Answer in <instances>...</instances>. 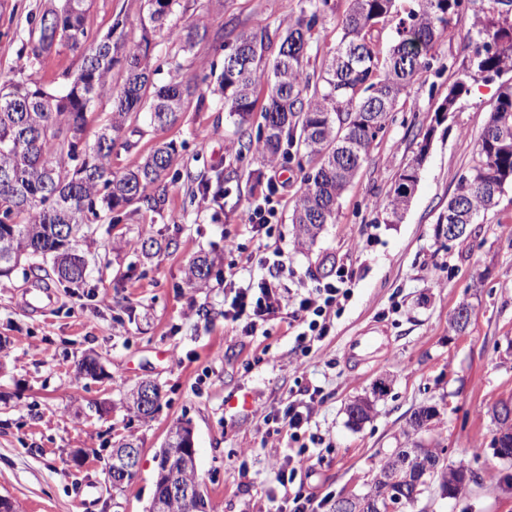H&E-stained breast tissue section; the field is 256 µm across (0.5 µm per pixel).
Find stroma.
Segmentation results:
<instances>
[{
  "instance_id": "35a3bbf8",
  "label": "stroma",
  "mask_w": 512,
  "mask_h": 512,
  "mask_svg": "<svg viewBox=\"0 0 512 512\" xmlns=\"http://www.w3.org/2000/svg\"><path fill=\"white\" fill-rule=\"evenodd\" d=\"M51 2L0 0V84L27 80L57 88L78 71V53L65 46L31 65L21 53L32 17ZM331 4L307 49L312 73L333 51L350 0ZM308 6V0H179L156 33L151 66L161 81L176 63L187 76L221 72L219 42L260 21L288 26ZM145 14V0H91L85 27L100 37L120 18L127 38L135 39ZM198 21L208 33L192 49L170 37V30ZM474 21L470 8L454 18L435 49L440 66L421 72L399 98L340 199L335 223L311 248L296 245L291 223L304 175L293 154L276 166L288 186L271 195L278 210L271 235L261 242L252 232L248 214L264 199L255 180L263 163L238 155L220 95L190 104L174 127L145 129L131 148H115L112 171L119 175L159 143L176 144L161 210L141 205L115 223L85 226L80 247L88 276L79 286H53L45 311L26 306L23 276L0 282V495L21 512H147L156 455L168 430L187 421L207 512H258L290 451L288 441L267 438L264 419L283 414L308 388L315 397L300 439L310 455L301 479L321 499L320 512H331L339 497L370 491L385 456L407 447V421L421 406L437 415L416 435L417 444L443 449L448 463L467 462L479 480L455 500L431 489L399 512H512V463L490 449L497 429L492 408L512 400V186L463 237L437 233L499 92L498 81L474 83L457 111L437 115L467 59ZM427 132L432 140L410 205L399 223H383L378 203ZM219 177L223 197L203 193V184ZM143 236L156 238L162 250L143 255L136 248ZM229 240L234 249H226ZM271 251L287 256L291 273L283 282L302 293L328 282L322 261L351 267V295L329 336L308 353L299 351L285 315L269 321L264 336L243 335L224 319L225 277L239 285L269 278L263 258ZM204 254L214 260L209 284L189 287L185 269ZM462 303L472 318L459 334L450 319ZM360 336L377 342L362 360L347 359L348 344ZM87 356L101 363V379L79 374ZM381 378L389 387L371 419L351 427L347 404ZM143 380L162 388L157 410L146 418L125 403L126 391ZM128 438L141 450L140 463L117 488L110 456ZM90 485L95 496L78 508Z\"/></svg>"
}]
</instances>
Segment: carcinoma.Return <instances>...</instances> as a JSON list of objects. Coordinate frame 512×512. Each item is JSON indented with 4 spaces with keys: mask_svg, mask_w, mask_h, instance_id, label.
<instances>
[{
    "mask_svg": "<svg viewBox=\"0 0 512 512\" xmlns=\"http://www.w3.org/2000/svg\"><path fill=\"white\" fill-rule=\"evenodd\" d=\"M88 0H60L49 5L31 30L30 61L42 57L38 46L58 41L79 53L81 65L74 79L49 91L37 84L15 81L0 87V278L18 272L52 266L57 283L84 282L87 265L78 253V239L88 221H114V214L144 203L158 210L165 201L164 179L176 155L173 143L158 145L135 168L112 174L116 146L130 147L125 134L142 128L166 130L175 126L192 99L200 79L173 74L157 86L150 81L151 34L164 25L178 0H164L157 9L146 0L147 13L138 40H129L115 19L118 36L109 41L89 40L85 28ZM331 0H310L304 12L288 27L272 28L258 23L249 33L226 44L223 70L216 77L224 95V111L238 134V155L254 152L271 165L283 146L295 149L307 160L308 171L293 207L295 239L301 247L314 244L325 225L336 223L339 200L369 155L373 143L393 118L397 102L414 76L430 68L434 48L449 33L465 0H415L417 7L399 18L387 50L379 47L376 25L398 13L397 0H351L340 23V39L319 77L306 70V51L312 32L331 10ZM472 47L469 64L474 73L498 78L512 74V0H487L476 11L475 31L468 36ZM460 76L448 90L454 112L468 95L473 76ZM267 87L262 106V133L251 138L257 98L255 90ZM112 100V112L93 146L84 141L87 111L96 101ZM412 169L404 167L382 206L385 224L396 223L408 207L403 191ZM512 185V78L504 81L474 150L473 164L459 179L448 200V211L480 214L494 207L505 188ZM213 260L198 256L189 262L187 282L192 288L206 286ZM374 403L358 398L348 405L349 420L359 425L368 420ZM434 409L415 410L408 422L416 434ZM191 429L186 422L173 425L161 449L167 462L172 449L187 442ZM428 482L448 487V466L442 450L430 455ZM402 492L391 483L386 465L373 476L372 494Z\"/></svg>",
    "mask_w": 512,
    "mask_h": 512,
    "instance_id": "carcinoma-1",
    "label": "carcinoma"
}]
</instances>
